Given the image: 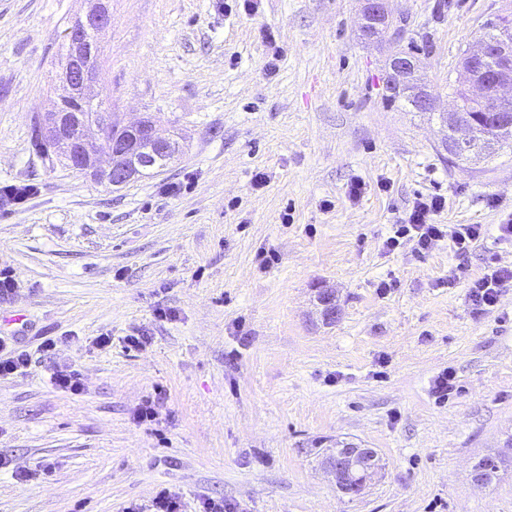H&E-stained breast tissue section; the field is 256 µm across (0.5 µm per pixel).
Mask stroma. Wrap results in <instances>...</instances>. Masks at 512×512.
I'll return each instance as SVG.
<instances>
[{
    "mask_svg": "<svg viewBox=\"0 0 512 512\" xmlns=\"http://www.w3.org/2000/svg\"><path fill=\"white\" fill-rule=\"evenodd\" d=\"M90 5L0 0V186L34 189L0 209V270L16 282L0 336L30 356L0 380V512H150L164 488L185 512L205 496L243 512H512V285L480 314L467 298L489 265H512L496 230L512 146L452 163L438 119L464 50L512 0H388L402 36L378 42L359 34L361 0L253 14L109 0L96 90L181 145L118 188L49 166L32 141L63 92L65 30ZM410 46L434 112L387 101L390 60ZM432 194L447 202L437 223L485 225L475 247L385 250ZM56 365L80 372L81 395L51 385ZM447 368L458 391L438 403ZM158 393L159 420L137 424ZM340 441L380 459L360 496L328 466ZM488 455L503 466L484 485L473 466Z\"/></svg>",
    "mask_w": 512,
    "mask_h": 512,
    "instance_id": "1",
    "label": "stroma"
}]
</instances>
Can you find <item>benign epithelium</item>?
I'll return each mask as SVG.
<instances>
[{
  "mask_svg": "<svg viewBox=\"0 0 512 512\" xmlns=\"http://www.w3.org/2000/svg\"><path fill=\"white\" fill-rule=\"evenodd\" d=\"M390 14L386 0H363L361 35L370 38L369 28L387 22ZM111 24V15L105 0H95V6L81 20L80 27L68 32L70 59L60 75V81L66 93L82 94L89 90L96 80V70L91 65L93 44L85 33L98 34ZM505 24L506 30L495 39H482L475 50L469 53L462 66V80L466 95L480 106L482 112H500L506 103L505 91L512 90V31ZM393 71L397 82L416 71L414 58L399 54L393 61ZM467 108L458 106L450 114L457 127L470 131V135L457 138L462 146H479L481 142L471 135L473 126L458 120V113ZM43 132L51 138H62L67 134L65 115L54 110L42 121ZM132 139L114 142L101 157L87 138L77 141V148L68 158L71 167L83 174L106 182L114 187L123 186L140 174L144 160L154 153L172 150L170 140L158 135L156 127L136 124L129 127ZM376 453L372 448H362L355 443H346L337 450L332 467L336 476L356 472L368 473L373 469L372 462Z\"/></svg>",
  "mask_w": 512,
  "mask_h": 512,
  "instance_id": "7a95c632",
  "label": "benign epithelium"
}]
</instances>
